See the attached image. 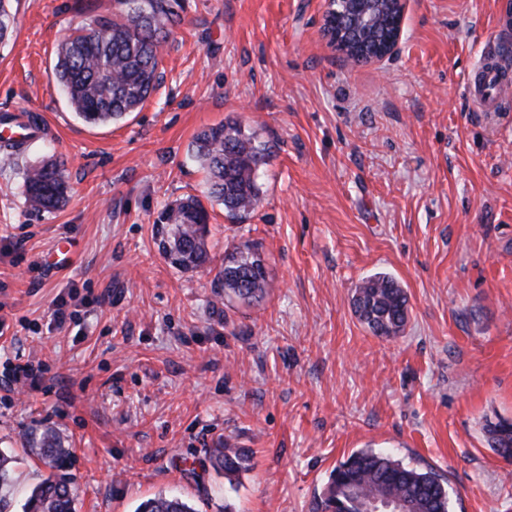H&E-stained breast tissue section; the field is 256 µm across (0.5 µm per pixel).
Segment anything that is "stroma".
<instances>
[{"label":"stroma","instance_id":"stroma-1","mask_svg":"<svg viewBox=\"0 0 512 512\" xmlns=\"http://www.w3.org/2000/svg\"><path fill=\"white\" fill-rule=\"evenodd\" d=\"M0 115L44 131L0 162V451L17 499L46 469L23 452L67 438L75 512H313L353 451L442 474L452 512H512V461L484 425L512 420V111H476L481 58L512 44V0H408L397 51L357 65L321 33L326 0H183L162 85L126 119L88 125L54 73L56 45L114 0H9ZM234 120L266 144L262 201L235 224L211 204V261L184 272L153 222L202 195L188 153ZM63 162L66 204L34 212L25 170ZM260 245L269 288L227 297L224 251ZM408 296L397 336L353 296L368 276ZM73 312L55 328L58 304ZM252 454L229 486L209 465ZM251 454L241 448H234L225 442L222 448H214L209 456L210 466L218 473H223L229 486H234V480L240 473L249 470ZM136 512H192V508L176 496H158L140 503Z\"/></svg>","mask_w":512,"mask_h":512}]
</instances>
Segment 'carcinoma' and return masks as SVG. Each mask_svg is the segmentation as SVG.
Wrapping results in <instances>:
<instances>
[{
	"mask_svg": "<svg viewBox=\"0 0 512 512\" xmlns=\"http://www.w3.org/2000/svg\"><path fill=\"white\" fill-rule=\"evenodd\" d=\"M118 13L99 16L72 30L57 46L54 75L76 118L87 124L119 121L142 108L161 82L160 50L181 23L182 0H116ZM14 28L8 4L0 0V42ZM341 38L374 49L389 33L388 5L378 7V23L365 26L352 12L336 17ZM192 157L205 176L207 197L224 207L232 221L243 222L258 207L261 189L256 173L267 148L236 121L208 127L191 143ZM24 194L36 212L60 208L67 198L61 165L47 161L25 173ZM210 215L202 200L185 195L167 206L154 222L163 257L174 267L193 271L210 260ZM224 292L251 303L264 298L268 272L259 245L248 243L224 252L220 272ZM355 313L377 336L399 334L408 319V298L392 277L377 273L356 289ZM488 441L501 458L512 460V423L486 427ZM31 455L51 468L22 505V512H74L71 478L54 472L66 456L64 439L53 427L26 440ZM210 466L229 486L249 470L251 454L224 443L212 450ZM15 492L11 458L0 453V512H10ZM378 496L408 499L411 512H449L448 488L439 473L405 464L389 454L359 450L341 461L316 502V512H369ZM136 512H192L176 496L140 503Z\"/></svg>",
	"mask_w": 512,
	"mask_h": 512,
	"instance_id": "1",
	"label": "carcinoma"
}]
</instances>
